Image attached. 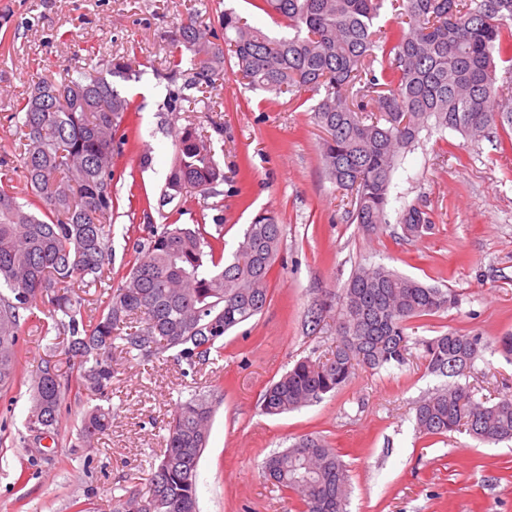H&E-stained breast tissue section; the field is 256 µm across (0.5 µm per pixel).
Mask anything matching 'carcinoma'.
Segmentation results:
<instances>
[{
    "label": "carcinoma",
    "mask_w": 512,
    "mask_h": 512,
    "mask_svg": "<svg viewBox=\"0 0 512 512\" xmlns=\"http://www.w3.org/2000/svg\"><path fill=\"white\" fill-rule=\"evenodd\" d=\"M255 7L285 21L288 35L271 37L233 9L224 10L216 43L191 20L170 41L168 64L191 65V85L205 94L227 70L252 89L277 96L317 97L311 107L325 130L321 156L330 179L350 194L347 218L367 236L390 224L393 173L399 158L434 126L466 139L493 127L512 128V0H257ZM392 12L390 22L379 20ZM140 61L109 57L60 82L44 79L15 112L27 198L0 189V391L19 378L22 312L49 297L44 322L49 359L32 385L21 443L58 434L63 403L96 400L77 428L84 442L111 426L112 362L151 360L170 350L190 366L213 364L224 335L263 312L280 246L278 216L261 210L224 261L223 225L165 224L147 252L94 312L74 309L72 288L105 281L111 239L112 146L132 111L114 80H129ZM163 199L193 188L218 194L224 172L208 136L193 126L176 137ZM405 236L431 230L416 203L398 213ZM452 288L427 286L383 264L354 268L336 295V348L324 360H302L264 392L263 413L281 415L321 401L345 386L358 368L401 366L411 346L422 349L428 373L451 382L415 408L425 436L465 431L485 444L512 440V395L478 402L457 382L482 358V337L451 330L410 341L408 323L459 305ZM214 405L196 393L178 404L167 424L166 450L133 494L134 512L150 499L155 512H197V467ZM262 472L294 494L302 512H346L345 461L321 436L304 435L274 452Z\"/></svg>",
    "instance_id": "1"
}]
</instances>
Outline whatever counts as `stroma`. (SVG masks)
Returning a JSON list of instances; mask_svg holds the SVG:
<instances>
[{
  "mask_svg": "<svg viewBox=\"0 0 512 512\" xmlns=\"http://www.w3.org/2000/svg\"><path fill=\"white\" fill-rule=\"evenodd\" d=\"M230 8L271 34L285 31L252 0H0V33L7 35L0 42V186L25 191L10 116L34 83L109 56L135 55L143 63L140 78L118 84L135 111L124 142L114 146L111 283L134 262L135 244H147L164 224L207 214L223 224L229 251L257 211L276 213L282 228L264 311L229 332L222 357L201 371L173 358L114 362L112 428L90 445L76 435L86 405L70 399L46 452L22 447L32 380L48 356L40 315L49 303L37 301L24 314L21 381L0 394V512H114L120 500L144 490L176 402L209 390L216 378L222 386L213 391L210 437L197 468L198 512H298L261 464L309 433L323 436L349 467L347 512H512V442L488 446L464 432L416 431L415 404L446 382L426 373L418 357L358 370L338 392L287 414L269 416L260 407L267 386L298 360L335 347L333 314L324 313L314 329L309 313L340 291L358 264H383L456 289L457 308L410 321L408 335L426 339L455 329L481 336L487 350L466 383L480 401L512 394V362L494 351L498 337L512 332V130L493 129L477 142L451 130L422 132L398 161L390 212L423 204L432 230L408 238L393 223L383 235L364 236L324 170V133L309 104L246 89L228 75L195 105L187 75L170 74L165 57L178 27L196 15L222 35ZM146 86L155 106L146 103ZM189 124L214 143L224 172L220 194L189 189L160 205L175 135Z\"/></svg>",
  "mask_w": 512,
  "mask_h": 512,
  "instance_id": "obj_1",
  "label": "stroma"
}]
</instances>
